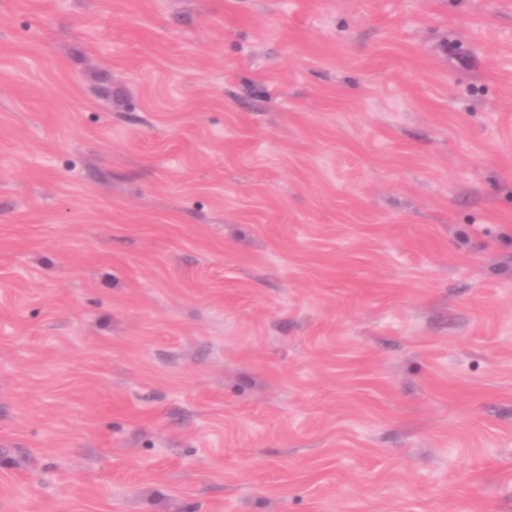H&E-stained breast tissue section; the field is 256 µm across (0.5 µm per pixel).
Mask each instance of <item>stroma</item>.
Segmentation results:
<instances>
[{
    "label": "stroma",
    "mask_w": 512,
    "mask_h": 512,
    "mask_svg": "<svg viewBox=\"0 0 512 512\" xmlns=\"http://www.w3.org/2000/svg\"><path fill=\"white\" fill-rule=\"evenodd\" d=\"M0 512H512V0H0Z\"/></svg>",
    "instance_id": "1"
}]
</instances>
